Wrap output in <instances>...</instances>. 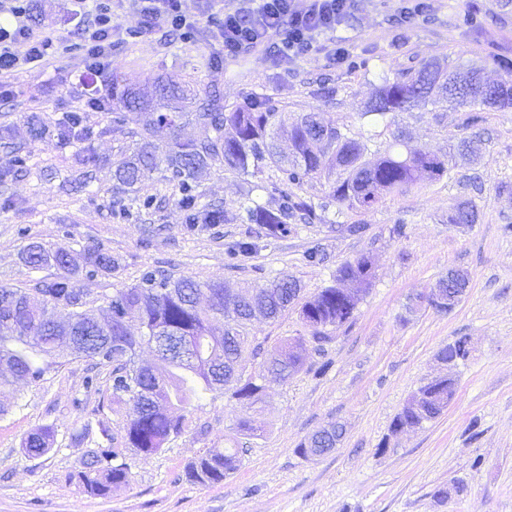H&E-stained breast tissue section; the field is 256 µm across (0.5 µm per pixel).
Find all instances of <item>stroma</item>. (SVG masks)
Listing matches in <instances>:
<instances>
[{"label": "stroma", "mask_w": 512, "mask_h": 512, "mask_svg": "<svg viewBox=\"0 0 512 512\" xmlns=\"http://www.w3.org/2000/svg\"><path fill=\"white\" fill-rule=\"evenodd\" d=\"M401 8V0H357L335 31L319 37L316 50L288 66L270 43L227 56L203 24L187 39L160 25L113 47L112 70L121 83L172 78L202 93L220 90L237 106L268 97L284 106V119L319 113L356 133L372 154L400 132L411 145L438 154L471 131L482 133L479 158L452 159L443 178L385 195L368 210L336 202L326 177L290 184L266 161L248 176L216 165L199 172L196 193L204 210L213 204L230 213L243 205L274 209L285 194L311 203L315 219L293 221L285 238L267 236L259 224L201 221L188 228L181 194L162 170L128 191L110 160L133 155L140 141L112 132L108 112L85 115L90 143L103 158L90 186L63 190L80 144L61 145L57 122L80 96L70 79L83 70L82 53L65 55L63 74L50 68L20 74L15 97L0 106V124L9 123L14 136L13 147L0 146V286L57 276L56 268L35 273L25 265L24 250L33 241L77 255L100 246L118 258L114 276L77 281L95 309L106 308L114 289L137 283L149 268L252 287L287 274L299 281L305 299L333 285L337 268L362 256L372 259L374 279L352 319L327 328L326 356L316 353L297 308L274 321L254 319L249 333L267 345L305 337L304 368L288 382L267 381L256 404L228 389L202 394L186 430L160 452L127 453L131 482L106 499L83 494L75 479L94 438L75 445L71 436L102 418L121 436L122 415L102 404L108 368H98L92 391L83 385L90 364L82 358L66 359L40 382L19 380L0 390V403L9 408L0 416V512H512V107L479 111L472 128L465 124L467 109L445 102L382 117L366 112L384 81L423 62L511 67L512 4L430 0L428 13L411 25L401 22ZM337 43L349 50L345 62L328 54ZM465 201L478 218L460 229L449 224L448 213ZM352 224L361 232L347 233ZM398 225L403 234L395 233ZM241 242L252 243L250 254L235 253ZM314 249L325 263L309 262ZM452 269L469 277L452 311L411 308ZM462 336L469 340L468 359L442 363L440 351ZM325 357L332 366L317 374ZM444 375L454 380L456 394L443 414L393 433L408 399ZM248 418L265 430L248 439L236 473L215 486L188 481V465L209 449L230 447ZM333 422L345 427L336 450L301 456L299 445ZM45 424L55 428L52 450L27 456L24 438ZM456 482L463 493L437 498L438 489Z\"/></svg>", "instance_id": "1"}]
</instances>
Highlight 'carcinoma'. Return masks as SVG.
Masks as SVG:
<instances>
[{"mask_svg": "<svg viewBox=\"0 0 512 512\" xmlns=\"http://www.w3.org/2000/svg\"><path fill=\"white\" fill-rule=\"evenodd\" d=\"M483 79L477 66L448 73L440 64L428 63L385 81L369 113L383 117L440 99L458 107H512V74L496 79L490 88L484 87ZM105 110L112 112V131H124L141 141L138 153L112 161L115 178L133 187L165 165L178 182L180 203L192 224L199 219L192 182L200 170L216 162L247 175L251 163L268 159L291 184L324 172L333 178L330 196L358 209L373 207L387 193L403 192L448 174L447 158L411 147L400 138L395 139L399 150L389 148L369 159L367 146L357 135L325 124L313 113L286 125L280 120V108L268 98L238 108L224 103L219 91L200 95L172 79L158 82L150 92L119 85L112 89ZM183 119L207 135L183 136ZM130 122L137 127L126 128ZM163 131L167 141L162 149L154 138ZM59 136L86 141L91 131L75 129L67 116L59 125ZM97 162L91 147L77 152L78 179H91L89 167ZM299 214L315 218L311 204L284 194L276 210L254 205L230 214L215 208L206 211L204 220L261 224L268 235L277 237L288 235V221ZM476 218L474 206L465 203L448 214V223L472 224ZM25 263L35 271L53 266L62 274L52 280L36 279L29 288L0 287V386L8 383L5 370L13 378L36 383L62 365L65 357L85 358L94 368H110V403L125 410L121 446L115 445L109 424L98 421L103 442L91 451L85 470L78 475L84 493L99 498L129 485V466L118 461L123 451L152 455L184 431L187 419L172 415L173 408L184 409L199 394L230 385L237 399L254 394L257 383L240 384L236 373L247 347L263 358L262 369L273 371L281 381L303 367L301 355L291 351L293 344L302 341L300 337L271 349L252 344L247 327L255 313L276 320L297 305L307 325L324 329L343 324L352 318L360 295L373 281V262L367 256L336 271L337 280L354 284V293L339 295L333 285L304 302L298 281L288 276L260 288L236 290L222 280L199 283L148 270L138 283L115 289L107 313L98 316L83 301L76 278L112 274L119 268L118 259L93 247L84 251L83 264L77 267L69 249L31 242ZM60 306L69 309L64 321L55 317L54 310ZM145 344L153 348L159 366L139 363L138 352ZM455 393L451 381L428 390L427 399L411 398L395 417L394 428L437 418ZM54 435L52 426L39 427L25 438L26 452L32 456L49 452ZM342 435V426L331 425L300 444L298 452L304 457L321 456L335 448ZM241 461L242 449L236 442L224 450L214 448L189 465L186 478L202 485L220 484L238 470Z\"/></svg>", "mask_w": 512, "mask_h": 512, "instance_id": "1", "label": "carcinoma"}]
</instances>
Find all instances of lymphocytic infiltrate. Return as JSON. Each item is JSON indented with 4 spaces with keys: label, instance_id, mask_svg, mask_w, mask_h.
<instances>
[{
    "label": "lymphocytic infiltrate",
    "instance_id": "f902f5d3",
    "mask_svg": "<svg viewBox=\"0 0 512 512\" xmlns=\"http://www.w3.org/2000/svg\"><path fill=\"white\" fill-rule=\"evenodd\" d=\"M83 22L79 31L84 57L83 76L97 79L112 67V39L121 30L115 24L112 0H74ZM140 16V32L166 25L189 36L198 26L184 8V0H130ZM218 0H205L203 15L214 41L234 55L276 40L280 61L303 58L317 36L333 32L350 15L354 0H257L251 7L224 12ZM12 26L0 25V101L13 96L12 80L20 70L57 66L70 50V38L57 30L46 34L26 22L27 0H7Z\"/></svg>",
    "mask_w": 512,
    "mask_h": 512
}]
</instances>
